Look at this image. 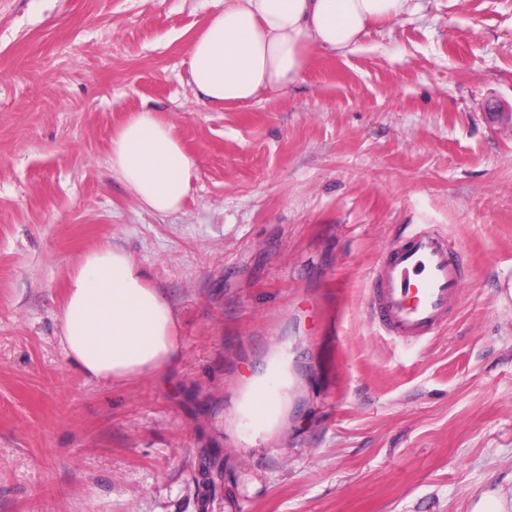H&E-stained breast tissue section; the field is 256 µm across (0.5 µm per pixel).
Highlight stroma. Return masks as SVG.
Here are the masks:
<instances>
[{"label":"stroma","instance_id":"stroma-1","mask_svg":"<svg viewBox=\"0 0 512 512\" xmlns=\"http://www.w3.org/2000/svg\"><path fill=\"white\" fill-rule=\"evenodd\" d=\"M414 3L289 92L206 107L187 45L224 0H0V512H512V0ZM144 108L196 161L175 214L112 176ZM423 227L467 280L409 344L370 278ZM102 243L167 296L176 366L68 362L69 269Z\"/></svg>","mask_w":512,"mask_h":512}]
</instances>
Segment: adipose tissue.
Listing matches in <instances>:
<instances>
[{
  "label": "adipose tissue",
  "instance_id": "adipose-tissue-1",
  "mask_svg": "<svg viewBox=\"0 0 512 512\" xmlns=\"http://www.w3.org/2000/svg\"><path fill=\"white\" fill-rule=\"evenodd\" d=\"M411 0H224L188 45V83L203 104H242L288 90L311 50L351 52L371 24L398 17ZM112 175L146 210L182 209L196 172L174 127L133 113L112 138ZM70 364L112 383L173 367L181 356L175 313L124 249L99 245L71 267L58 315Z\"/></svg>",
  "mask_w": 512,
  "mask_h": 512
}]
</instances>
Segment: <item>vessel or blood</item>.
<instances>
[{
	"instance_id": "1",
	"label": "vessel or blood",
	"mask_w": 512,
	"mask_h": 512,
	"mask_svg": "<svg viewBox=\"0 0 512 512\" xmlns=\"http://www.w3.org/2000/svg\"><path fill=\"white\" fill-rule=\"evenodd\" d=\"M464 283L458 257L445 236L430 228L391 248L372 276V305L391 335H431L449 299Z\"/></svg>"
}]
</instances>
